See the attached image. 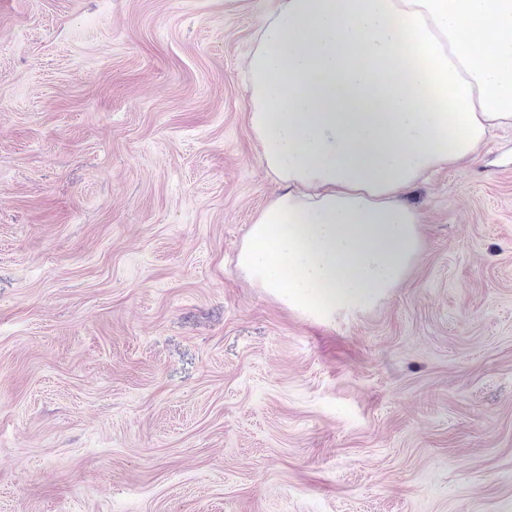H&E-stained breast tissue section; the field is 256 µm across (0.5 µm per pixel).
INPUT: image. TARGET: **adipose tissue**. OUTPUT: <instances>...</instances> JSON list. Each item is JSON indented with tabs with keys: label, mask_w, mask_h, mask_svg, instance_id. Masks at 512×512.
Here are the masks:
<instances>
[{
	"label": "adipose tissue",
	"mask_w": 512,
	"mask_h": 512,
	"mask_svg": "<svg viewBox=\"0 0 512 512\" xmlns=\"http://www.w3.org/2000/svg\"><path fill=\"white\" fill-rule=\"evenodd\" d=\"M246 70L283 190L237 267L313 319L363 310L421 250L401 193L512 128V0H277Z\"/></svg>",
	"instance_id": "ef3b65f1"
}]
</instances>
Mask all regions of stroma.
<instances>
[{"label":"stroma","instance_id":"1","mask_svg":"<svg viewBox=\"0 0 512 512\" xmlns=\"http://www.w3.org/2000/svg\"><path fill=\"white\" fill-rule=\"evenodd\" d=\"M276 0H0V512H512V132L313 323L236 268Z\"/></svg>","mask_w":512,"mask_h":512}]
</instances>
